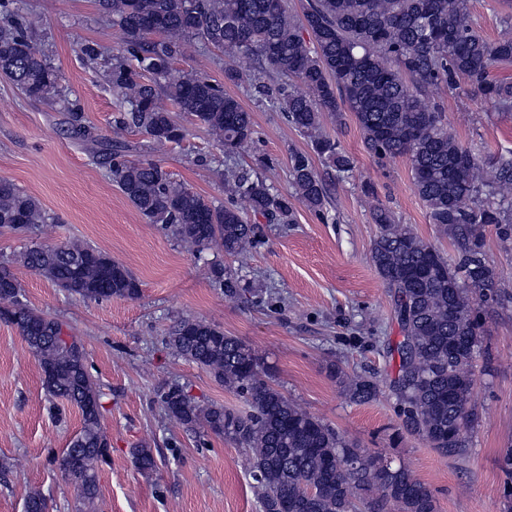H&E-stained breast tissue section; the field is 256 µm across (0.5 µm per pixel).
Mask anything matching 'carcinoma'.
<instances>
[{"mask_svg":"<svg viewBox=\"0 0 512 512\" xmlns=\"http://www.w3.org/2000/svg\"><path fill=\"white\" fill-rule=\"evenodd\" d=\"M101 22L119 29L136 66H112V88L130 111L117 123L133 127L157 145L178 143L185 128L174 108L207 129L232 157L254 140V123L233 96L193 71L172 74L187 42L205 43L257 65L252 80L274 75L267 96L288 121L310 138L314 155L330 168L351 172L353 158L321 130L324 114L342 121L349 112L366 151L405 157L416 194L430 221L448 229L456 255L450 260L408 224H398L378 203L371 217L379 232L370 260L389 289L401 340L392 378L404 428L444 456L468 452L474 415L476 361L480 355L481 306L512 293L485 258L486 228L512 229V152L486 159L448 132L431 89L469 90L500 112H512V80L490 74L512 63V19L495 40L469 20V0H308L301 16L287 0H97ZM0 75L26 97L55 103L59 73L47 63L18 22L0 19ZM72 137L97 145L84 116L66 106ZM115 182L139 214L204 258L214 249L244 259L256 241L261 217L268 224L294 223L295 208L255 169L229 167L226 205L208 202L175 182L153 160L112 158ZM295 198L314 211L327 202L311 156L291 157ZM51 220L33 196L0 179V227L18 225L33 234L20 261L72 296L86 300L135 299L136 278L107 254L81 242L45 243L37 238ZM211 279L224 295L248 289L218 262ZM0 320L24 338L43 374L47 396L81 413L82 427L65 449L60 469L74 482L82 508H94L99 466L110 457L102 428L103 392L88 370L84 346L64 334L61 322L24 299L11 262H0ZM168 346L242 396L246 413L215 403L201 405L172 383L158 398L183 425L203 428L244 449L263 512H437L431 491L404 466L358 448L319 417L286 397L268 379L252 348L221 327L182 318ZM352 400L368 403L377 383L368 376L345 381ZM137 469H157L153 449H131Z\"/></svg>","mask_w":512,"mask_h":512,"instance_id":"cac0c4a2","label":"carcinoma"}]
</instances>
